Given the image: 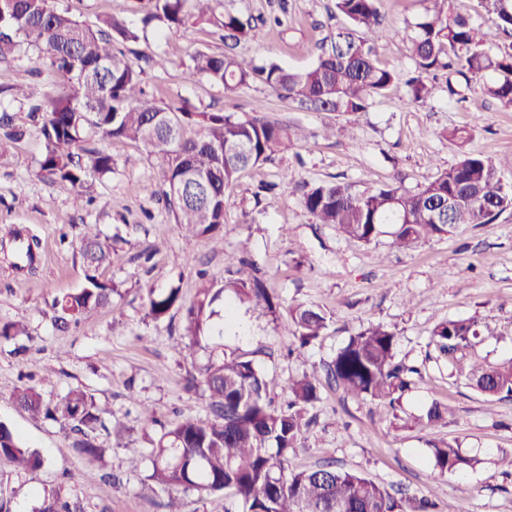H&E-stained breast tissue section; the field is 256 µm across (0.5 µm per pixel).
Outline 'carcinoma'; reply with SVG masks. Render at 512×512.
<instances>
[{"mask_svg": "<svg viewBox=\"0 0 512 512\" xmlns=\"http://www.w3.org/2000/svg\"><path fill=\"white\" fill-rule=\"evenodd\" d=\"M0 10V61L24 44L43 50L45 62L64 75L68 89L45 92L19 87L17 93L36 99L38 135L42 141V175L52 183L83 188L91 175L112 171V156L83 147L91 131L109 138L141 142L161 162L159 192L175 217L177 229L224 244L226 193L242 170L270 160L298 140L292 129L256 112L235 119L222 112H181L163 108L146 97L141 70L112 49V40L138 39L135 31L112 16L106 29H92L58 11L53 0H8ZM378 0H334L336 12L349 26L340 28L329 43L319 47L316 61L303 70L276 62L257 65L234 52L249 38L253 18L230 12L216 23L224 30L227 50L205 52L193 58L189 76L204 75L231 96L259 81L279 98L302 110L353 115L385 95L399 74L378 64L379 48L392 32L381 27ZM142 22L158 20L170 30L190 21L211 18L213 0H140ZM493 29L512 38V0H488ZM490 32L466 18L448 13V0H433V7L415 23L410 37L414 75L406 80L411 100L424 105L434 98L436 84L429 78L439 71L464 78L490 75L483 91L512 110V44L495 55L485 51ZM194 120L201 133L194 139L182 134L183 124ZM196 177L207 186L199 204L180 201L176 188ZM302 203L319 224H333L343 235L369 244L381 226H396L393 246L415 248L430 237L448 235V225L435 223L437 211L451 208L450 223L484 225L512 208V186L504 182L492 159L468 153L418 190L395 183L356 191L341 182L312 186ZM38 242L26 238L14 247L10 267L34 269ZM79 252L86 264L87 284L53 300L56 321L80 323L97 308L111 302L114 288L101 282L96 270L112 263V238L85 225ZM224 285L198 290L186 307L183 334L176 349L191 356L207 345L213 304L224 299V309L249 304L279 317L280 301L263 278L234 276L226 269ZM182 306L177 288L151 290L146 307L156 320ZM289 334L305 346L318 339L329 317L320 307L298 303L288 308ZM481 336L477 321L451 320L435 325L431 340L440 353L458 365L468 384L488 400L512 397V361L502 364H463L467 351ZM396 334L384 324H371L349 336L326 365L327 378L346 392L373 402L395 406L421 374L417 366L395 362ZM320 379L305 373L292 380L288 399L279 408L268 399V377L245 356L212 351L208 362L187 377L188 388H202L208 399L206 414L179 419L153 441L149 479L168 491V512H183L180 494H224L240 512H438L426 496L397 497L360 472L336 469L331 464L297 469L290 464L299 437L310 421L307 406L318 398ZM15 401L32 415H44L69 427L72 446L88 462L102 459L92 433L109 413L83 389L70 390L51 404L31 385L15 392ZM434 467L442 473H461L481 463L450 442L429 444ZM45 457L24 445L19 435L0 422V512H11V498L3 482L19 470L41 467ZM32 512H78V506L56 491H43Z\"/></svg>", "mask_w": 512, "mask_h": 512, "instance_id": "cac0c4a2", "label": "carcinoma"}]
</instances>
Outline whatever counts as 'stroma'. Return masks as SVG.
<instances>
[{"label": "stroma", "mask_w": 512, "mask_h": 512, "mask_svg": "<svg viewBox=\"0 0 512 512\" xmlns=\"http://www.w3.org/2000/svg\"><path fill=\"white\" fill-rule=\"evenodd\" d=\"M333 3L215 0L213 7L218 16L228 11L260 18L238 54L302 70L315 62L322 39L343 23ZM54 4L94 28L110 15L123 19L138 34L121 45L130 60L144 54L167 57L166 68L148 65L142 75L145 90L160 105L238 118L263 112L300 128L304 138L239 175L224 213V245L215 249L207 239L177 231L172 211L154 195L160 162L143 144L90 135L86 148L111 154V173L90 179L82 190L52 184L39 175L42 144L29 103L0 98V113L26 131L15 142L0 136V145L13 155L11 166L0 170V224L24 229L40 242L34 273H17L0 263V324L19 322L27 328L26 335L0 340V421L46 459L42 468L12 476L8 494L14 502L31 506L40 492L56 489L77 501L80 512H166V492L147 479L151 441L174 420L205 413L203 391L187 390L185 378L208 354L182 356L175 344L183 333L184 311L153 319L145 307L147 294L176 287L189 302L202 285L221 287L228 256L243 245L285 303H314L332 317L317 341L298 348L271 315L241 305L237 317L246 335L213 336L225 355L246 356L267 374L275 403L287 398L293 379L321 369L351 334L373 323L396 332L399 361L422 369L394 409L322 383L308 410L313 423L291 457L293 466L313 468L328 461L391 492L427 496L441 512H512V474L496 463L499 451H512V399L487 402L431 342L437 323L472 318L484 337L468 360L499 364L512 358V209L492 223L454 226L448 236L401 251L391 234L364 244L316 223L302 205L307 184L342 181L364 191L397 181L414 191L469 152L491 158L510 183L512 111L485 95L478 78L458 105L449 102L444 88L428 104H415L399 83L354 116L298 110L260 83L228 97L207 77L186 76L197 52H224L214 22L170 31L157 21L143 25L139 0ZM429 6V0H379L384 26L396 32L378 56L381 66L413 70L405 36ZM275 15L281 25L266 24V17ZM41 57L40 49L26 47L0 62V87H59L60 74ZM454 128L469 130L471 139L449 142L446 134ZM285 172L294 182L284 188L279 181ZM88 224L115 240L111 264L97 273L114 288L112 304L63 331L51 304L85 283L79 245ZM25 382L50 402L79 387L110 409L94 432L104 450L100 462L85 461L67 427L15 405L13 392ZM435 401L447 407L448 416L437 426L422 427L419 419ZM143 404L153 410L154 424L140 423ZM117 428L124 429L123 439H115ZM432 441L458 444L481 463L462 475L439 474L428 456Z\"/></svg>", "instance_id": "1"}]
</instances>
